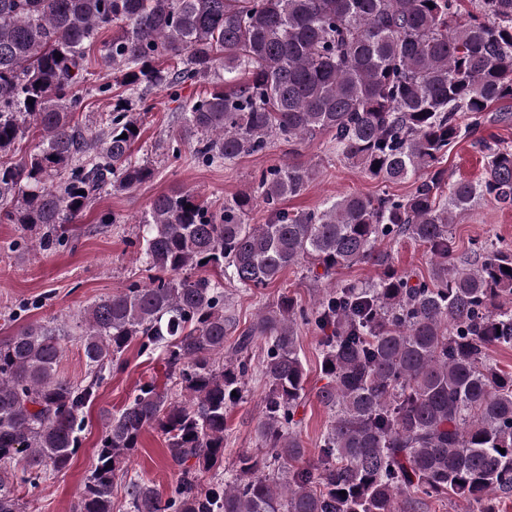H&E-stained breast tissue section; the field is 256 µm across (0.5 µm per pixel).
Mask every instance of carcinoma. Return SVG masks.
<instances>
[{
    "label": "carcinoma",
    "instance_id": "cac0c4a2",
    "mask_svg": "<svg viewBox=\"0 0 512 512\" xmlns=\"http://www.w3.org/2000/svg\"><path fill=\"white\" fill-rule=\"evenodd\" d=\"M114 27L102 52L117 82L214 85L184 112L179 140L195 160L327 136L337 157L414 188L290 214L276 204L314 172L283 161L219 214L180 188L156 196L140 221L147 281L87 306L71 333L28 323L0 339V512H21L19 485L71 464L80 413L134 341L159 353L167 382L144 380L107 418L75 512H113L118 478L130 512H420L436 497L512 495V373L487 359L512 345V248L459 255L450 232L481 202L512 206V147L481 136L512 124V0H0V220L44 252L103 187L154 178L132 159L138 114L108 112L90 132L73 123L88 51ZM32 130L27 157L6 160ZM460 138L486 158L478 182L441 168ZM260 201L268 220L250 224ZM401 238L427 246L428 277L397 273L376 248ZM362 264L382 272L333 285L311 310L285 297L241 331L225 310V279L259 290L293 266L331 282ZM300 322L323 332L315 398L331 413L312 460L294 419L306 395ZM72 335L87 366L79 383L59 371ZM257 340L264 453L239 455L226 479L225 411ZM148 428L177 475L167 493L121 467Z\"/></svg>",
    "mask_w": 512,
    "mask_h": 512
}]
</instances>
